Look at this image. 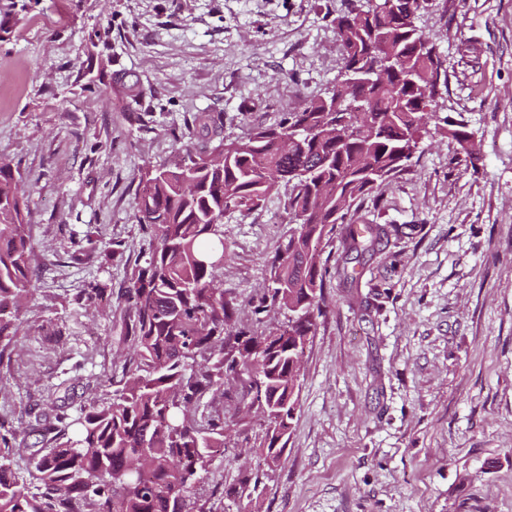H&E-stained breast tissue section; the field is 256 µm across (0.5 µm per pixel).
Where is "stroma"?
I'll return each mask as SVG.
<instances>
[{
  "mask_svg": "<svg viewBox=\"0 0 512 512\" xmlns=\"http://www.w3.org/2000/svg\"><path fill=\"white\" fill-rule=\"evenodd\" d=\"M342 0H39L0 10V161L26 191L33 286L23 344L0 364V427L17 432L20 477L41 448L35 417L104 395L128 347L126 288L143 244L136 176L181 156L198 112L233 139L299 108L341 60L324 14ZM448 75L410 164L350 220L389 236L361 258L323 245L326 312L303 358L288 449L254 499L262 425L241 385L203 413L234 426L196 488L202 512H512V0H432L421 20ZM108 32L101 56L87 52ZM105 95L84 90L92 72ZM465 121L484 165L455 160L447 119ZM221 286L233 326L289 227L279 195L224 220ZM124 249L109 254L112 242ZM110 305L75 301L91 280Z\"/></svg>",
  "mask_w": 512,
  "mask_h": 512,
  "instance_id": "35a3bbf8",
  "label": "stroma"
}]
</instances>
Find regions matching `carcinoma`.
I'll return each instance as SVG.
<instances>
[{
	"label": "carcinoma",
	"instance_id": "obj_1",
	"mask_svg": "<svg viewBox=\"0 0 512 512\" xmlns=\"http://www.w3.org/2000/svg\"><path fill=\"white\" fill-rule=\"evenodd\" d=\"M429 0H344L327 12L342 67L333 83L297 111L227 141L224 118L193 116L192 128L222 158L182 148L173 165L140 171L136 222L148 239L144 264L129 278L123 366L112 395L75 416L53 405L36 418L49 447L34 454L30 482L12 468L16 435L0 431V512H195L191 493L224 447L220 414L195 416L209 391L256 378L248 403L267 414L257 453L283 458L296 414L302 359L324 313L322 244L346 225L343 244L363 254L386 235L378 224H347L364 196L414 157L426 120L447 83L440 51L417 24ZM448 135L474 171L473 133L455 122ZM283 190L293 224L270 262L254 315L287 318L265 332L230 326L224 274V216L251 213ZM33 250L14 172L0 163V360L21 345L19 309L31 288ZM110 288L92 280L77 301L91 313Z\"/></svg>",
	"mask_w": 512,
	"mask_h": 512
}]
</instances>
